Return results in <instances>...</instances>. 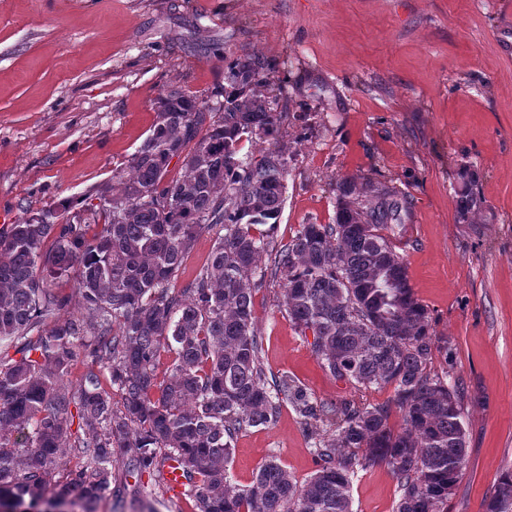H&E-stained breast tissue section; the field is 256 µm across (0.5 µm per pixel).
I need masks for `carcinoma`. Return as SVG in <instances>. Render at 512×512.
I'll return each instance as SVG.
<instances>
[{
  "instance_id": "1",
  "label": "carcinoma",
  "mask_w": 512,
  "mask_h": 512,
  "mask_svg": "<svg viewBox=\"0 0 512 512\" xmlns=\"http://www.w3.org/2000/svg\"><path fill=\"white\" fill-rule=\"evenodd\" d=\"M217 107L177 87L112 190L98 203L64 199L0 235V506L55 502L95 512L112 469L158 472L178 463L191 512H352L358 471L383 465L401 492L396 512H448L466 464L464 388L432 370L429 312L382 230L402 208L389 187L342 180L333 224H303L271 245L285 200V145L240 156L244 140L275 136L267 64L226 66ZM183 155L172 175L170 157ZM266 225V233H252ZM224 234L184 288L171 284L196 237ZM49 249H44L46 242ZM274 252L260 267L262 253ZM72 278L81 312L52 288ZM269 280L312 352L334 379L393 388L391 403H314L288 375L267 376L252 304ZM168 356L159 371L161 356ZM84 355L91 366L64 382ZM119 402H113V395ZM290 403L316 435L319 466L302 485L274 459L252 484L231 483L232 442L273 423ZM402 417L389 425L392 410ZM335 426L329 436L318 423ZM78 424L82 434L73 435ZM83 465L55 479L59 460ZM484 512H512V470Z\"/></svg>"
}]
</instances>
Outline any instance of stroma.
Masks as SVG:
<instances>
[{
  "mask_svg": "<svg viewBox=\"0 0 512 512\" xmlns=\"http://www.w3.org/2000/svg\"><path fill=\"white\" fill-rule=\"evenodd\" d=\"M220 43L222 54L211 51ZM270 62L268 94L288 147L274 238L336 217V184L372 181L403 203L386 236L448 347L433 360L465 392L466 468L448 512H483L512 469V0H0V234L62 199L111 186L154 121L158 94L209 95L227 60ZM477 203L461 212L464 189ZM256 290L268 373L320 403L389 401L320 366L280 306ZM315 440L290 404L239 434L227 464L249 485L276 459L297 484L317 468ZM123 498L96 512H190L149 474L116 467ZM392 473L374 465L351 486L352 512H395Z\"/></svg>",
  "mask_w": 512,
  "mask_h": 512,
  "instance_id": "35a3bbf8",
  "label": "stroma"
}]
</instances>
